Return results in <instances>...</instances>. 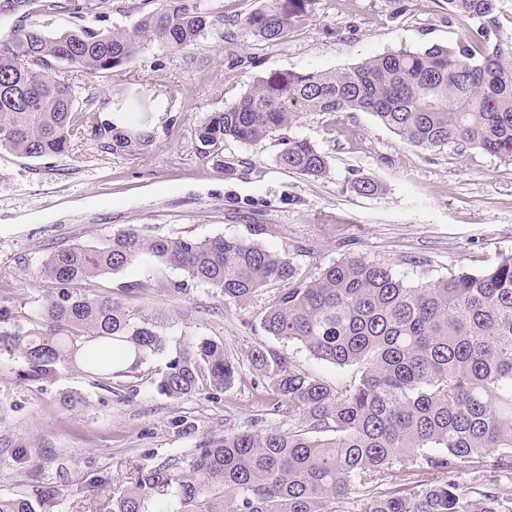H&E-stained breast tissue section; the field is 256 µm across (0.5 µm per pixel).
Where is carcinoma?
<instances>
[{"label":"carcinoma","instance_id":"cac0c4a2","mask_svg":"<svg viewBox=\"0 0 512 512\" xmlns=\"http://www.w3.org/2000/svg\"><path fill=\"white\" fill-rule=\"evenodd\" d=\"M153 8L132 30L103 31L106 0H0V18L67 14L73 27L51 35L31 24L0 36V151L47 158L73 150L85 115L66 64L110 73L152 41L184 49L214 25L193 0H146ZM448 12L479 22L448 45L399 49L340 71H275L259 78L198 129L205 147L224 139L256 143L289 127L300 112H369L425 149L478 148L512 162V43L494 28L497 0H444ZM313 0H265L241 24L262 42L306 23ZM91 135L107 153L129 151L142 135L108 118ZM277 164L307 179L328 173L326 156L303 139L283 141ZM360 196L383 191L361 176ZM150 256L182 270L237 305L278 285L261 324L278 339L353 373L331 386L274 350L248 354L269 379L273 410L298 415L286 432L248 427L205 441L183 468L133 466L112 488V512H340L359 490L357 512H512V254L483 269L409 282L393 268L345 257L313 278L290 257L254 240L199 241L120 229L103 247L47 255L36 277L49 283L31 327L0 330V355L21 358L27 380L83 369L112 387L140 379L168 351L160 323L85 285ZM239 377L224 345L195 339L175 349L153 380L172 398L222 393ZM465 475L470 482L462 481ZM61 495L40 487L0 496V512H40Z\"/></svg>","mask_w":512,"mask_h":512}]
</instances>
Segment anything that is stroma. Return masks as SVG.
I'll use <instances>...</instances> for the list:
<instances>
[{"mask_svg":"<svg viewBox=\"0 0 512 512\" xmlns=\"http://www.w3.org/2000/svg\"><path fill=\"white\" fill-rule=\"evenodd\" d=\"M224 15L194 44L155 41L122 70L76 78L93 92L88 119L109 116L144 134L133 153L100 151L91 136L72 152L26 158L0 151V311L6 328L34 318L47 283L35 272L49 253L106 245L117 230L140 226L153 235L207 240L253 239L286 254L300 275L361 256L390 264L406 280L437 279L459 268L481 269L512 253V164L479 149H423L401 139L368 112H303L291 127L245 144L225 140L205 153L197 131L261 76L274 71H336L401 48L448 44L476 28L442 0H317L305 26L278 43L245 36L241 18L264 0H198ZM304 139L329 162L327 178L308 180L275 162L282 140ZM380 181L381 194L352 192L354 175ZM141 284L123 302L162 320L172 343L205 337L241 364L234 386L218 398L160 394L155 373L166 356L145 365L135 391L114 393L75 369L50 381H27L20 358L0 357V496L54 486L52 512H109L112 484L133 466H185L201 442L257 422L285 431L296 416L272 411L257 394L264 375L248 354L260 347L296 367L342 382L350 369L316 360L295 342L269 336L261 317L277 288L246 305L147 259L90 290L113 293ZM72 393L81 402L61 409ZM189 417L192 429L173 422ZM28 450V462L15 459Z\"/></svg>","mask_w":512,"mask_h":512,"instance_id":"1","label":"stroma"}]
</instances>
